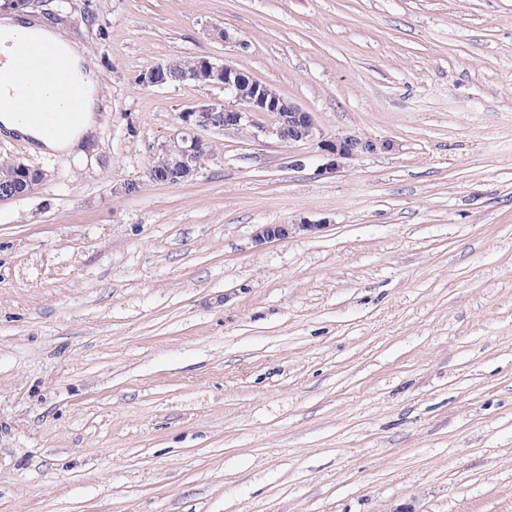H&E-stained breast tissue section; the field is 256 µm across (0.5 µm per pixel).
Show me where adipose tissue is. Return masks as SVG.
<instances>
[{
    "label": "adipose tissue",
    "mask_w": 512,
    "mask_h": 512,
    "mask_svg": "<svg viewBox=\"0 0 512 512\" xmlns=\"http://www.w3.org/2000/svg\"><path fill=\"white\" fill-rule=\"evenodd\" d=\"M28 36L53 44L67 58L70 80L81 89V96L75 102H68L57 93L53 70H46L42 80V94L32 99L21 95L14 110L0 113V130L22 137L33 148L46 155H68L96 130L98 84L93 72L85 64V52L78 46L63 39L54 29L40 24H24L15 18H0V36L10 39ZM74 107L75 119L67 137L59 139L48 136L37 123L25 121V114L32 108L55 110Z\"/></svg>",
    "instance_id": "1"
}]
</instances>
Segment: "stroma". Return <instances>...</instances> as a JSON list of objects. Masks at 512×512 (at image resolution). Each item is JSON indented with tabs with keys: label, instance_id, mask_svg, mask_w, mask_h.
I'll list each match as a JSON object with an SVG mask.
<instances>
[{
	"label": "stroma",
	"instance_id": "obj_1",
	"mask_svg": "<svg viewBox=\"0 0 512 512\" xmlns=\"http://www.w3.org/2000/svg\"><path fill=\"white\" fill-rule=\"evenodd\" d=\"M49 8L97 128L69 156L0 133L47 175L0 202V512H512V0ZM181 56L388 148L324 173L315 142L214 134L147 183L224 98L137 85ZM316 230L315 224H264L256 233L257 242L260 244L270 243L288 238L297 232H313Z\"/></svg>",
	"mask_w": 512,
	"mask_h": 512
}]
</instances>
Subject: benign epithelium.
Returning a JSON list of instances; mask_svg holds the SVG:
<instances>
[{"label": "benign epithelium", "mask_w": 512, "mask_h": 512, "mask_svg": "<svg viewBox=\"0 0 512 512\" xmlns=\"http://www.w3.org/2000/svg\"><path fill=\"white\" fill-rule=\"evenodd\" d=\"M38 2L40 0H0V15L34 9ZM192 78L198 83L222 86L225 99L197 101L179 113L177 130L160 148L171 158L164 173L157 175V180L163 184H179L199 174L198 157L205 145L201 132H241L254 126L253 115L258 112L270 113L273 121L257 127L253 137L262 136L290 143L315 140L319 152L326 160L322 165V170L326 172L337 170L362 152L378 149L377 143L355 134L317 139V128L311 113L285 99L270 84L249 77L233 65L216 64L201 58ZM171 79L169 62L165 61L143 70L138 75L137 83L142 87H163L170 85ZM44 179L43 170L19 160L15 165V174L0 180V201L28 195ZM318 229L320 225L305 222L264 224L257 231L256 238L260 244L270 243L297 232H313Z\"/></svg>", "instance_id": "7a95c632"}]
</instances>
